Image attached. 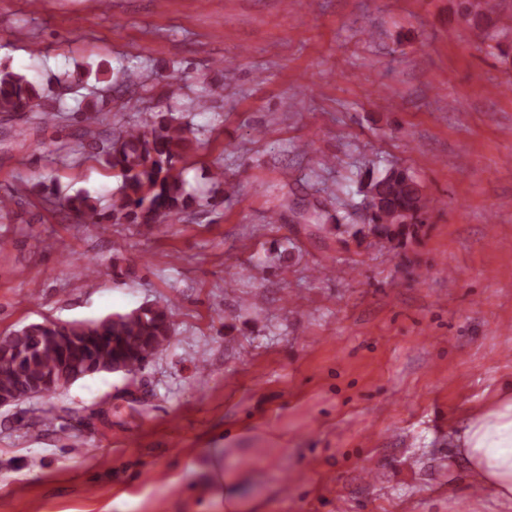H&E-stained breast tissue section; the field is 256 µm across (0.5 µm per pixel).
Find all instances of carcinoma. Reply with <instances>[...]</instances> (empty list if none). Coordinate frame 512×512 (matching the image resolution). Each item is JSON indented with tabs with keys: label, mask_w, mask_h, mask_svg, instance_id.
<instances>
[{
	"label": "carcinoma",
	"mask_w": 512,
	"mask_h": 512,
	"mask_svg": "<svg viewBox=\"0 0 512 512\" xmlns=\"http://www.w3.org/2000/svg\"><path fill=\"white\" fill-rule=\"evenodd\" d=\"M462 15L480 28L493 23L503 30L512 28L483 0H461ZM42 95L36 85L13 71L0 70V112L38 111L48 122L53 112L42 111ZM199 148L193 123L175 112H152L142 125L113 134L95 147L103 165L117 171L121 184L112 195L110 213L99 212L86 193L66 196L62 208L86 224L106 220L114 224H160L176 217L200 199L185 189L177 164ZM365 199L371 203L368 232L388 241L412 233L423 213L433 207V199L407 168H391L380 177H367ZM174 334V321L166 307L143 306L112 315V324L103 338H64L61 329L25 330L0 338V392L26 395L33 384H43V392L56 387L45 381L58 378L61 363L78 380L91 375L87 360L95 352L104 360L123 366L135 374L149 362Z\"/></svg>",
	"instance_id": "cac0c4a2"
}]
</instances>
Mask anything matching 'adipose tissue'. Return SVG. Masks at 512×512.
Wrapping results in <instances>:
<instances>
[{
    "label": "adipose tissue",
    "mask_w": 512,
    "mask_h": 512,
    "mask_svg": "<svg viewBox=\"0 0 512 512\" xmlns=\"http://www.w3.org/2000/svg\"><path fill=\"white\" fill-rule=\"evenodd\" d=\"M459 444L487 490L512 502V389L503 388L491 406L467 418Z\"/></svg>",
    "instance_id": "obj_1"
}]
</instances>
